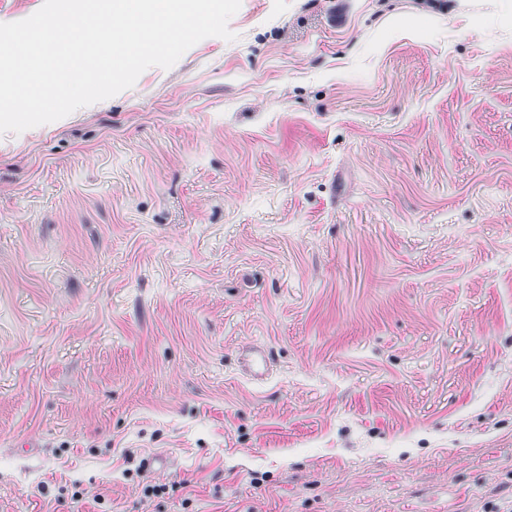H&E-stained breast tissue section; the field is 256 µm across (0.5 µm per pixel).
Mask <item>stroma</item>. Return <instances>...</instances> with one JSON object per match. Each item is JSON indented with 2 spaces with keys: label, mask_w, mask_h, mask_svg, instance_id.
I'll return each mask as SVG.
<instances>
[{
  "label": "stroma",
  "mask_w": 512,
  "mask_h": 512,
  "mask_svg": "<svg viewBox=\"0 0 512 512\" xmlns=\"http://www.w3.org/2000/svg\"><path fill=\"white\" fill-rule=\"evenodd\" d=\"M228 27L0 135V512H512V0ZM249 351L250 358L247 360L246 369L248 376L256 380L264 379L272 371V358L269 353L261 347H252Z\"/></svg>",
  "instance_id": "1"
}]
</instances>
